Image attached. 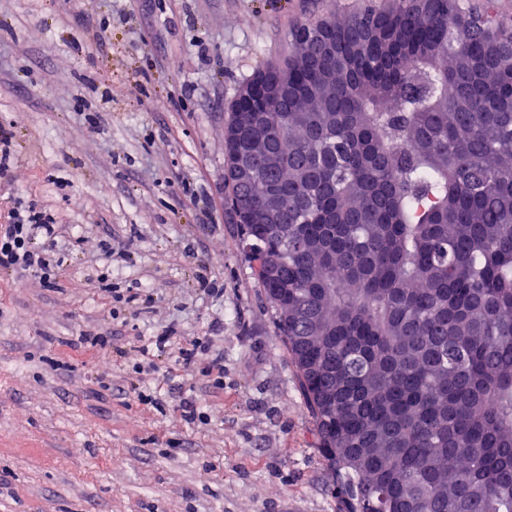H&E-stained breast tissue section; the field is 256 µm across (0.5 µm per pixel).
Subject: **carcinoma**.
Segmentation results:
<instances>
[{
    "label": "carcinoma",
    "instance_id": "carcinoma-1",
    "mask_svg": "<svg viewBox=\"0 0 512 512\" xmlns=\"http://www.w3.org/2000/svg\"><path fill=\"white\" fill-rule=\"evenodd\" d=\"M290 36L231 105L224 196L340 512H512V26L387 0Z\"/></svg>",
    "mask_w": 512,
    "mask_h": 512
}]
</instances>
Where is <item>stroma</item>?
Here are the masks:
<instances>
[{
	"instance_id": "1",
	"label": "stroma",
	"mask_w": 512,
	"mask_h": 512,
	"mask_svg": "<svg viewBox=\"0 0 512 512\" xmlns=\"http://www.w3.org/2000/svg\"><path fill=\"white\" fill-rule=\"evenodd\" d=\"M359 3L0 0V224L21 201L73 228L53 287L0 272V512H336L224 205V122L293 25ZM97 333L111 346L74 347ZM165 333L209 352L191 371L162 356L145 406L132 367ZM186 400L208 423L185 422Z\"/></svg>"
}]
</instances>
